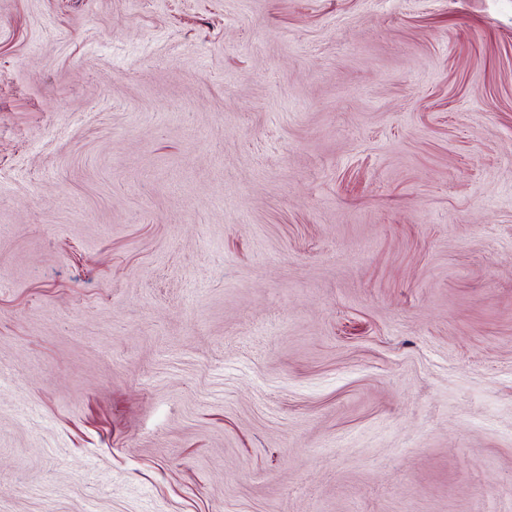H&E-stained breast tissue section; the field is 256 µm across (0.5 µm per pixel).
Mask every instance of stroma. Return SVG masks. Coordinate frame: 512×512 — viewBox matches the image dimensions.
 Wrapping results in <instances>:
<instances>
[{"label": "stroma", "mask_w": 512, "mask_h": 512, "mask_svg": "<svg viewBox=\"0 0 512 512\" xmlns=\"http://www.w3.org/2000/svg\"><path fill=\"white\" fill-rule=\"evenodd\" d=\"M0 512H512V0H0Z\"/></svg>", "instance_id": "35a3bbf8"}]
</instances>
